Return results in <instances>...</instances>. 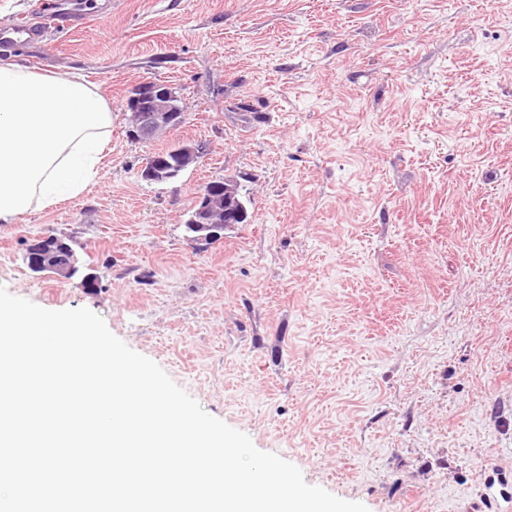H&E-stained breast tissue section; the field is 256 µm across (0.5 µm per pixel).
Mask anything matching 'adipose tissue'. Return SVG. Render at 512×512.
<instances>
[{
	"instance_id": "1",
	"label": "adipose tissue",
	"mask_w": 512,
	"mask_h": 512,
	"mask_svg": "<svg viewBox=\"0 0 512 512\" xmlns=\"http://www.w3.org/2000/svg\"><path fill=\"white\" fill-rule=\"evenodd\" d=\"M111 126L106 98L85 77L0 65V224L94 182Z\"/></svg>"
}]
</instances>
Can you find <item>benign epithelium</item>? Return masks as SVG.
<instances>
[{"instance_id": "7a95c632", "label": "benign epithelium", "mask_w": 512, "mask_h": 512, "mask_svg": "<svg viewBox=\"0 0 512 512\" xmlns=\"http://www.w3.org/2000/svg\"><path fill=\"white\" fill-rule=\"evenodd\" d=\"M130 112L128 137L148 141L163 130H171L186 121L173 87L161 82L142 83L130 92L126 101ZM200 147L183 145L172 151V158L157 156L142 168L141 178L150 183H166L186 165L197 163ZM237 182L226 177L211 181L189 209L192 235L188 240L201 250L224 237V228L244 221L246 216L237 192ZM31 271L71 279L79 272V260L66 239L42 236L32 244Z\"/></svg>"}]
</instances>
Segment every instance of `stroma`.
<instances>
[{
    "mask_svg": "<svg viewBox=\"0 0 512 512\" xmlns=\"http://www.w3.org/2000/svg\"><path fill=\"white\" fill-rule=\"evenodd\" d=\"M0 0L47 44L0 54L80 73L111 154L77 197L0 224V285L85 307L210 415L369 512L512 503V0ZM186 122L128 138L135 86ZM198 163L140 171L178 142ZM231 177L252 219L204 250L184 215ZM73 240L79 279L26 241ZM493 484L501 500L481 498ZM169 148L172 151L173 159H168L164 156H157L147 159L145 166L141 170V177L143 180L150 183H166L174 179V177L186 165L196 164L198 159L203 154L201 148L195 145H181L177 148Z\"/></svg>",
    "mask_w": 512,
    "mask_h": 512,
    "instance_id": "1",
    "label": "stroma"
}]
</instances>
